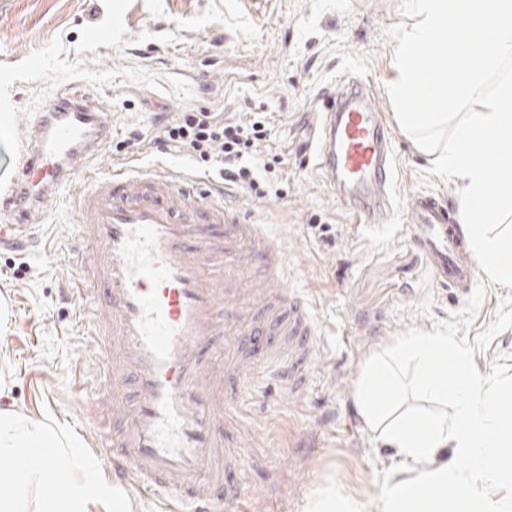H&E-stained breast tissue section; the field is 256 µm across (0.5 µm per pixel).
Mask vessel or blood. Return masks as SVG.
Returning <instances> with one entry per match:
<instances>
[{
	"mask_svg": "<svg viewBox=\"0 0 512 512\" xmlns=\"http://www.w3.org/2000/svg\"><path fill=\"white\" fill-rule=\"evenodd\" d=\"M313 118L311 149L325 183L367 229H383L395 137L372 89L342 75L318 96ZM28 127L14 185L0 195V247L30 241L58 194L80 216L75 297L101 351L112 424L94 450L102 470L141 495L167 492L166 512H233L252 494L236 480L249 436L240 420L245 386L273 371L285 395L303 397L318 350L308 300L286 289L282 242L163 165L73 182L112 135L111 113L91 98L59 97ZM406 204L437 285L471 287L479 267L463 252L446 198L420 192ZM216 336L224 339L220 386L206 372Z\"/></svg>",
	"mask_w": 512,
	"mask_h": 512,
	"instance_id": "1",
	"label": "vessel or blood"
}]
</instances>
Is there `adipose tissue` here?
Returning <instances> with one entry per match:
<instances>
[{
    "mask_svg": "<svg viewBox=\"0 0 512 512\" xmlns=\"http://www.w3.org/2000/svg\"><path fill=\"white\" fill-rule=\"evenodd\" d=\"M352 399L365 432L393 451L397 465L374 499L329 482L308 496L303 512H512V498L488 492L512 481V386L481 379L452 337L406 336L375 352ZM50 448L84 479L37 501L35 489L50 478L43 464ZM20 451L28 466L0 471V512H124L64 428L0 410V458Z\"/></svg>",
    "mask_w": 512,
    "mask_h": 512,
    "instance_id": "ef3b65f1",
    "label": "adipose tissue"
}]
</instances>
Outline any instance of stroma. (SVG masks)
<instances>
[{"label": "stroma", "mask_w": 512, "mask_h": 512, "mask_svg": "<svg viewBox=\"0 0 512 512\" xmlns=\"http://www.w3.org/2000/svg\"><path fill=\"white\" fill-rule=\"evenodd\" d=\"M401 0H0V95L21 113L59 93L112 110V138L90 163L164 164L197 174L186 153L154 139L181 113L208 109L236 122L264 112L259 155L276 167L280 195L257 197L207 175L229 204L284 242L286 285L312 305L320 333L308 390L294 400L268 378L248 384L240 419L251 433L240 475L254 496L239 512H302L333 481L376 496L392 454L363 429L352 391L366 359L402 336L444 333L472 353L479 375L512 382V289L478 277L458 292L438 288L425 254L409 240L406 199L430 161L395 130L398 181L388 228L366 231L320 179L306 145L319 93L345 72L368 79L383 112L396 76L389 28ZM110 30L94 43V29ZM39 70L28 68L31 59ZM36 243L0 249V409L75 433L83 453L102 428L98 366L70 289L66 253L77 218L51 205Z\"/></svg>", "instance_id": "35a3bbf8"}]
</instances>
